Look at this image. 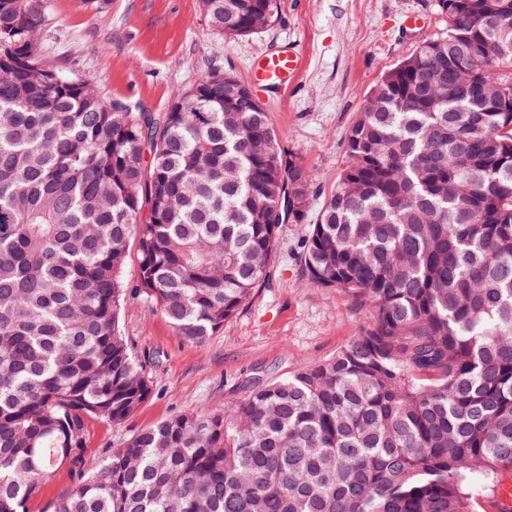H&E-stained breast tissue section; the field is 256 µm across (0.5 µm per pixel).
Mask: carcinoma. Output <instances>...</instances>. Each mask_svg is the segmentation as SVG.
<instances>
[{
	"label": "carcinoma",
	"mask_w": 512,
	"mask_h": 512,
	"mask_svg": "<svg viewBox=\"0 0 512 512\" xmlns=\"http://www.w3.org/2000/svg\"><path fill=\"white\" fill-rule=\"evenodd\" d=\"M228 39L279 0H202ZM445 35L379 82L300 246L309 284L369 306L336 355L242 400L133 433L103 462L86 422L153 395L120 328L128 299L199 343L264 282L313 173L230 72L166 112L108 102L48 64V0H0V512L70 459L52 512H472L512 474V112H462L488 80L512 106V0H439ZM490 60L453 82L455 44ZM240 92L224 100V85ZM136 251V280L123 273Z\"/></svg>",
	"instance_id": "obj_1"
}]
</instances>
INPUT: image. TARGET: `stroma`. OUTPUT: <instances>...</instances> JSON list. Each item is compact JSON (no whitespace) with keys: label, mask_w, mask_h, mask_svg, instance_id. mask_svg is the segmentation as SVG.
Instances as JSON below:
<instances>
[{"label":"stroma","mask_w":512,"mask_h":512,"mask_svg":"<svg viewBox=\"0 0 512 512\" xmlns=\"http://www.w3.org/2000/svg\"><path fill=\"white\" fill-rule=\"evenodd\" d=\"M279 20L227 41L213 33L200 0H49L48 63L89 77L101 96L136 112H165L177 91L223 70L252 86L285 150L314 175L316 220L346 164L345 139L367 92L448 19L438 0H280ZM292 48L300 67L287 89L254 83L252 65ZM307 224L283 225L267 277L233 319L201 343L179 336L159 310L125 303L121 329L144 364L153 396L123 425L87 422L88 456L104 458L137 430L171 416L243 399L334 355L370 324L367 305L310 286L297 257Z\"/></svg>","instance_id":"35a3bbf8"}]
</instances>
